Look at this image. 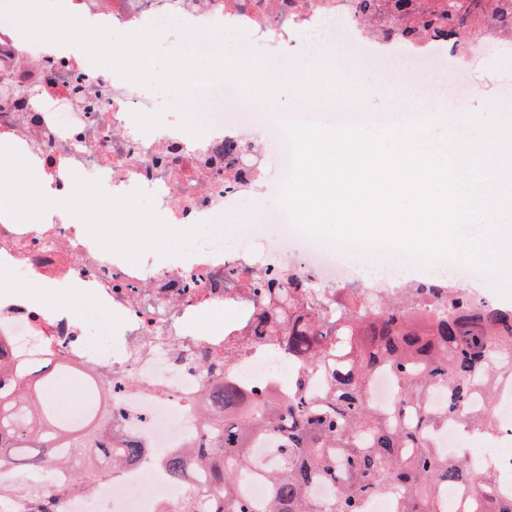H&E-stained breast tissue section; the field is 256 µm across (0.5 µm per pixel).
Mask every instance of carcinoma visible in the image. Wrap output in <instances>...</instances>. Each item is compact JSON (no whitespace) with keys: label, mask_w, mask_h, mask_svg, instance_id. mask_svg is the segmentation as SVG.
Instances as JSON below:
<instances>
[{"label":"carcinoma","mask_w":512,"mask_h":512,"mask_svg":"<svg viewBox=\"0 0 512 512\" xmlns=\"http://www.w3.org/2000/svg\"><path fill=\"white\" fill-rule=\"evenodd\" d=\"M348 8L358 25L379 42L400 44L423 54L435 48L455 50L463 29L482 20L484 31L512 41V0H288V10ZM29 87L0 76V96L23 97ZM254 144L226 140L224 186L246 185L233 164L250 167ZM281 286L263 295L260 335L283 337L298 368L288 373V402L256 394L246 413L242 395L229 384H214L198 406L220 417L212 433L193 453H204L211 491L224 500V512H257L236 491L240 471L251 463L253 441L274 434L273 495L264 512H364L377 490L393 492L400 512H440L437 490L450 481L466 492L463 512H512V491L504 493L491 466L468 457L449 461L430 449L427 437L448 426L479 393L495 396V385L512 384V303L473 302L468 291L439 280L412 281L379 315L366 304L339 307L333 319L312 307L313 284L298 271L279 277ZM334 331L336 343L317 346L323 331ZM379 367L397 377L406 413L385 415L368 399V380ZM317 369L329 376L327 392L314 396L306 380ZM31 376L0 351V504L8 512H53V499L80 491L91 498L88 479L77 474L58 481L63 459L71 450L97 448L87 461L92 468L122 466L137 460L119 429L118 419L101 406L100 388L84 379L94 401L85 409L86 423L65 429L53 402L40 397ZM446 384L447 406L441 414L426 408L428 391ZM483 437L497 432L490 412L472 419ZM318 479L338 483L326 509L308 497Z\"/></svg>","instance_id":"carcinoma-1"}]
</instances>
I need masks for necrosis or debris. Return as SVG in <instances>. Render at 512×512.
Returning a JSON list of instances; mask_svg holds the SVG:
<instances>
[{"label":"necrosis or debris","mask_w":512,"mask_h":512,"mask_svg":"<svg viewBox=\"0 0 512 512\" xmlns=\"http://www.w3.org/2000/svg\"><path fill=\"white\" fill-rule=\"evenodd\" d=\"M273 22L256 10H228L224 0H71L74 11L92 25L125 30L155 24L164 28L193 24L189 39L205 54L221 47L207 30L214 25L248 32L255 41H287L304 31L324 44L344 40L357 51L366 42L353 35L348 13L318 11L297 16L288 0H269ZM10 71L33 89L27 99L0 102V137L23 145L57 196L73 190L74 175L96 179L111 195L145 191L156 214L168 224L203 225L206 248L187 259L161 262L142 255L131 264L102 250L81 227L52 220L19 224L0 218V271L52 285L61 282L95 295L114 318L97 335L68 305H44L0 293V343L28 368H39L64 354L84 371L111 381L112 407L128 437L143 447L138 463L112 479V512H183L203 499L208 483L202 463L188 464L172 479L158 455L180 454L203 437L207 426L193 405L201 389L223 380L242 385L246 394L265 390L284 398L288 386L270 377L272 366L287 367L288 350L278 341L237 349L239 335H251L263 310L260 293L247 280L294 265L317 286L319 307L335 312L339 302L379 306L383 285L400 281L414 265H378L364 279L339 259L335 248H318L291 225L265 241L259 260L225 242L215 217L237 195L224 189V160L208 146L224 137H242L243 126L224 118V95L234 84L214 82L203 112V135L186 139L177 122L155 119L161 92L132 84L88 55L68 46L19 37L8 20L0 21V71ZM228 307L234 313L223 335H193L195 318ZM123 348L111 352L114 338ZM502 434L490 445L463 443L459 421L431 432L432 446L449 458L464 455L512 472V389L500 390L494 406ZM271 437L257 439L253 460L264 466L247 472L238 493L257 505L272 492L266 465L272 464Z\"/></svg>","instance_id":"4bbe7bcc"}]
</instances>
